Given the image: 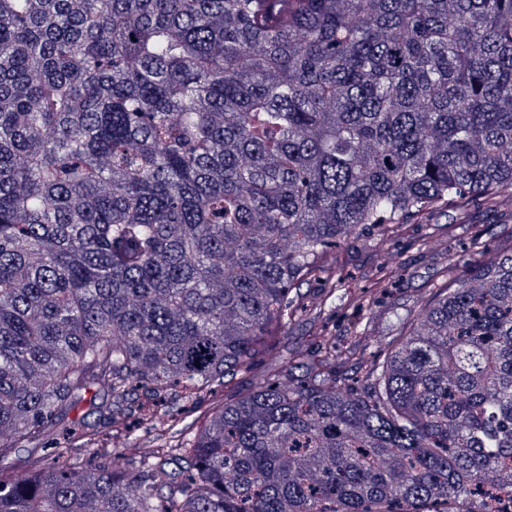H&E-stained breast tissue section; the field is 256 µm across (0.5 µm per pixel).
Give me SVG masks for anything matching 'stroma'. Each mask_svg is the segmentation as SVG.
Returning <instances> with one entry per match:
<instances>
[{
	"label": "stroma",
	"mask_w": 512,
	"mask_h": 512,
	"mask_svg": "<svg viewBox=\"0 0 512 512\" xmlns=\"http://www.w3.org/2000/svg\"><path fill=\"white\" fill-rule=\"evenodd\" d=\"M512 228V206L496 210L468 204L456 210L440 207L433 219L418 218L403 225L387 250H379L377 230L350 239L330 253L331 266L341 295L355 297L376 294V301L359 313L333 305L321 322L309 315L296 317L286 332L275 339L272 354L251 371L226 378L224 398L231 401L261 380L273 377L276 361L309 350L315 327L335 336L340 347L353 343L352 322L366 325L372 341L369 356L378 355L394 334V314L418 306L429 289L442 283L441 272L449 253L469 262H480L497 253L502 231Z\"/></svg>",
	"instance_id": "obj_1"
}]
</instances>
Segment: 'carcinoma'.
Returning <instances> with one entry per match:
<instances>
[{
	"instance_id": "obj_1",
	"label": "carcinoma",
	"mask_w": 512,
	"mask_h": 512,
	"mask_svg": "<svg viewBox=\"0 0 512 512\" xmlns=\"http://www.w3.org/2000/svg\"><path fill=\"white\" fill-rule=\"evenodd\" d=\"M512 202V0H0V512H504L512 231L376 358L219 401L329 249ZM99 424L51 447L92 389Z\"/></svg>"
}]
</instances>
